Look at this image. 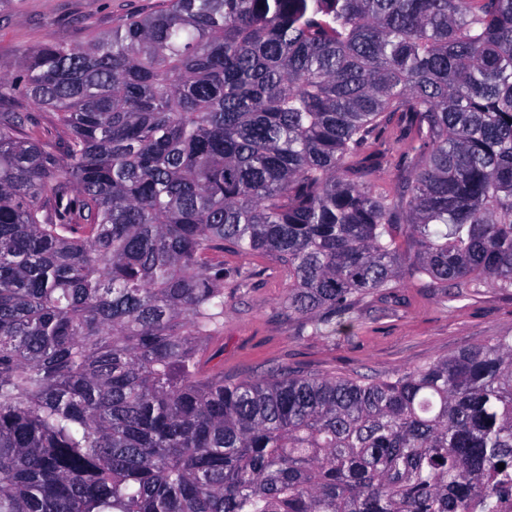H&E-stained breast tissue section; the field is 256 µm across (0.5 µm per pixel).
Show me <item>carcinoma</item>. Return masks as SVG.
Here are the masks:
<instances>
[{
  "instance_id": "1",
  "label": "carcinoma",
  "mask_w": 512,
  "mask_h": 512,
  "mask_svg": "<svg viewBox=\"0 0 512 512\" xmlns=\"http://www.w3.org/2000/svg\"><path fill=\"white\" fill-rule=\"evenodd\" d=\"M19 94L63 135L0 112V512H497L512 335L378 379L200 365L253 277L217 252L325 337L407 277L512 288V0H162L20 51Z\"/></svg>"
}]
</instances>
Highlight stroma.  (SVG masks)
I'll return each instance as SVG.
<instances>
[{"mask_svg": "<svg viewBox=\"0 0 512 512\" xmlns=\"http://www.w3.org/2000/svg\"><path fill=\"white\" fill-rule=\"evenodd\" d=\"M160 0H0V76L16 71L25 48L46 40L84 43L125 15L149 13ZM224 266L252 267L248 287L224 292V333L211 346L204 373L230 380L256 379L276 368L319 375L383 377L512 334V291L482 288L447 302L428 278H412L387 296L361 301L331 338L302 332L285 299L288 280L275 263L223 255Z\"/></svg>", "mask_w": 512, "mask_h": 512, "instance_id": "1", "label": "stroma"}]
</instances>
